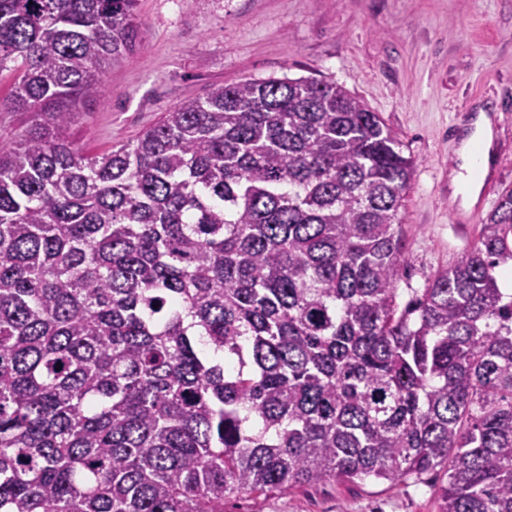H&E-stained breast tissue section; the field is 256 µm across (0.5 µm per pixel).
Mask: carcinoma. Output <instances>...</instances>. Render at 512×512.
<instances>
[{"instance_id":"1","label":"carcinoma","mask_w":512,"mask_h":512,"mask_svg":"<svg viewBox=\"0 0 512 512\" xmlns=\"http://www.w3.org/2000/svg\"><path fill=\"white\" fill-rule=\"evenodd\" d=\"M137 0H0V512H224L446 468L512 512V190L422 288L413 160L318 78H243L88 155ZM30 126L28 112L0 111V141H17Z\"/></svg>"}]
</instances>
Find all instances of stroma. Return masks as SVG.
Instances as JSON below:
<instances>
[{
	"label": "stroma",
	"mask_w": 512,
	"mask_h": 512,
	"mask_svg": "<svg viewBox=\"0 0 512 512\" xmlns=\"http://www.w3.org/2000/svg\"><path fill=\"white\" fill-rule=\"evenodd\" d=\"M139 45L105 71L106 94L70 131L88 152L136 139L180 101L242 78L317 77L380 113L414 161L402 212L408 282L422 287L471 248L457 225L459 133L492 104L500 143L484 211L512 189V0H138ZM444 470L405 484L327 482L224 512H437Z\"/></svg>",
	"instance_id": "obj_1"
}]
</instances>
